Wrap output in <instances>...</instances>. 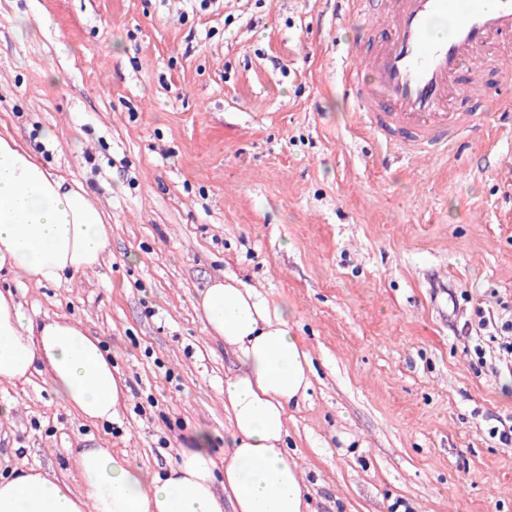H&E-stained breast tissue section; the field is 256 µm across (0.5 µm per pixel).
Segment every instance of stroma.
<instances>
[{
	"mask_svg": "<svg viewBox=\"0 0 512 512\" xmlns=\"http://www.w3.org/2000/svg\"><path fill=\"white\" fill-rule=\"evenodd\" d=\"M372 43L336 0H0V136L112 226L95 269L0 288L100 337L128 387L93 423L46 376L0 384L1 474L71 480L82 448L162 474L200 430L223 460L239 363L195 305L239 280L311 358L287 422L311 512H512L489 434L512 424V355L479 326L512 309V133L475 103L462 153L384 166L336 77Z\"/></svg>",
	"mask_w": 512,
	"mask_h": 512,
	"instance_id": "1",
	"label": "stroma"
}]
</instances>
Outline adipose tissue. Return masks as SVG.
<instances>
[{
	"instance_id": "adipose-tissue-1",
	"label": "adipose tissue",
	"mask_w": 512,
	"mask_h": 512,
	"mask_svg": "<svg viewBox=\"0 0 512 512\" xmlns=\"http://www.w3.org/2000/svg\"><path fill=\"white\" fill-rule=\"evenodd\" d=\"M109 241L110 227L87 190L65 185L13 139L0 137V273L24 274L36 287L58 284L99 266ZM196 308L208 334L241 364L224 382L230 444L223 468H216L203 431L161 477L126 453L87 448L73 459L74 485L34 467L0 474V512H224L228 505L233 512H308L284 442L288 409L306 400L312 366L287 307L243 283L218 280L200 293ZM36 372L84 418L118 419L127 387L100 340L64 317L27 321L15 295L0 290V383H24Z\"/></svg>"
}]
</instances>
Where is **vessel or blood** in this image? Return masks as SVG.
Returning a JSON list of instances; mask_svg holds the SVG:
<instances>
[{
    "label": "vessel or blood",
    "mask_w": 512,
    "mask_h": 512,
    "mask_svg": "<svg viewBox=\"0 0 512 512\" xmlns=\"http://www.w3.org/2000/svg\"><path fill=\"white\" fill-rule=\"evenodd\" d=\"M368 29L380 45L353 54L339 77L387 157L437 159L482 129L479 113L461 107V72L476 86L494 70L500 93L512 92L500 50L501 36L512 34V0H385Z\"/></svg>",
    "instance_id": "vessel-or-blood-1"
}]
</instances>
